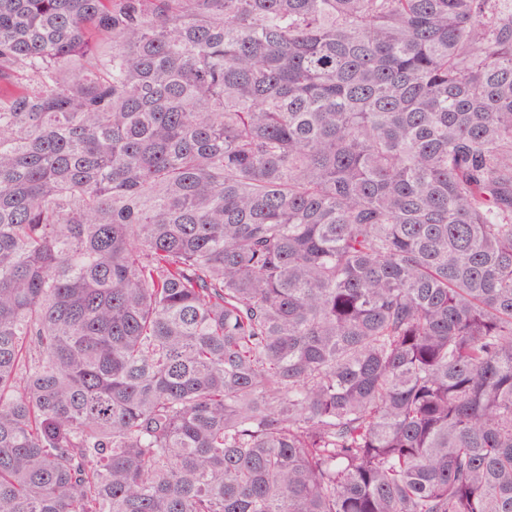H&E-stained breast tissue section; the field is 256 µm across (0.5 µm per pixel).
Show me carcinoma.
<instances>
[{"instance_id":"carcinoma-1","label":"carcinoma","mask_w":512,"mask_h":512,"mask_svg":"<svg viewBox=\"0 0 512 512\" xmlns=\"http://www.w3.org/2000/svg\"><path fill=\"white\" fill-rule=\"evenodd\" d=\"M0 512H512V0H0Z\"/></svg>"}]
</instances>
